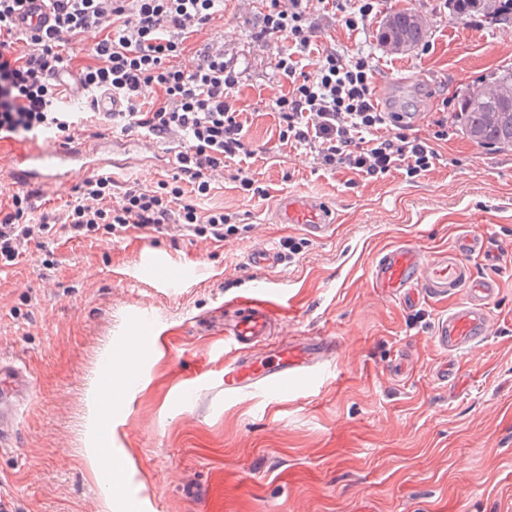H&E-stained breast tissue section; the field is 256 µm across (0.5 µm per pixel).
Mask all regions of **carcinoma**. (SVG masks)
I'll use <instances>...</instances> for the list:
<instances>
[{"mask_svg":"<svg viewBox=\"0 0 512 512\" xmlns=\"http://www.w3.org/2000/svg\"><path fill=\"white\" fill-rule=\"evenodd\" d=\"M457 18L476 11L492 13L503 23L512 21V0H448ZM419 15L409 8L392 16L391 28L381 32L385 39L393 32L405 36L408 47L422 42L425 29ZM512 85V67L504 66L482 81V86L467 90L458 103L455 119L462 134L479 145L490 146L499 152L512 151V97H501L497 88Z\"/></svg>","mask_w":512,"mask_h":512,"instance_id":"1","label":"carcinoma"}]
</instances>
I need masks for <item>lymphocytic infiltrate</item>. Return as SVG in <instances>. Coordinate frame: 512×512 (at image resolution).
I'll use <instances>...</instances> for the list:
<instances>
[{
    "label": "lymphocytic infiltrate",
    "mask_w": 512,
    "mask_h": 512,
    "mask_svg": "<svg viewBox=\"0 0 512 512\" xmlns=\"http://www.w3.org/2000/svg\"><path fill=\"white\" fill-rule=\"evenodd\" d=\"M311 1L262 0L252 33L258 46L275 47L272 63L288 86L271 103L280 140L309 147L324 169L346 168L366 179L429 171L442 158L437 144L448 138L447 112L433 116L432 134L424 137L402 114L382 111L367 56L332 43L311 51ZM23 2L0 0L1 133H50L72 141L84 118L57 107L67 87L90 99L100 91L118 96L125 111L102 113V120L144 129L152 139L178 140L181 149L171 181L154 189L134 184L116 194L110 176L86 178L62 218L37 212L33 193L13 194L0 205V268L15 265L30 244L60 231L80 239L118 237L131 228L184 229L223 241L231 216L199 212L196 200L209 194L226 160L251 153L231 105L242 73L220 41L204 42L191 66L179 59L189 36L223 12L224 0H47L53 22L38 31L17 24ZM91 30L100 34L85 49L93 62L70 73L68 49ZM311 55L316 61L308 70L303 61ZM149 85L160 99L144 112L138 102Z\"/></svg>",
    "instance_id": "1"
}]
</instances>
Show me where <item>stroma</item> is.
I'll return each mask as SVG.
<instances>
[{
	"instance_id": "obj_1",
	"label": "stroma",
	"mask_w": 512,
	"mask_h": 512,
	"mask_svg": "<svg viewBox=\"0 0 512 512\" xmlns=\"http://www.w3.org/2000/svg\"><path fill=\"white\" fill-rule=\"evenodd\" d=\"M403 8L425 17L427 33L392 52L379 34ZM258 21L247 0H224L223 17L186 42L223 41L243 73L233 107L247 119L252 153L229 161L198 202L233 215L235 234H59L0 271V358L23 360L36 382L16 437L0 450V498L14 512H103L108 481L84 457L98 429L94 390L149 314L154 349L131 364L135 382L119 390L109 419L142 512H512V153L478 146L452 120L442 161L416 178L321 168L309 148L278 137L270 103L283 88L270 50L251 39ZM312 22L314 44L371 55L377 98L410 113L423 135L440 106L456 111L468 85L512 66V24L453 18L448 0H380L353 32L322 11ZM54 143L47 133L0 141V200L16 192L7 176L15 155ZM176 152L157 141L110 174L120 186L151 188L171 178ZM239 169L264 196L240 189ZM288 193L336 211L326 238L276 223V200ZM482 226L500 261L471 265L500 279L493 332L460 358L446 387L435 378L442 355L433 333L455 297L407 311L373 288L368 269L388 246L446 249ZM288 239L297 251L283 252L276 269L250 266V249ZM147 251L192 269L194 284L166 290L132 279ZM266 280L279 288L269 297L277 340L333 336L339 354L313 379L225 396L224 325Z\"/></svg>"
}]
</instances>
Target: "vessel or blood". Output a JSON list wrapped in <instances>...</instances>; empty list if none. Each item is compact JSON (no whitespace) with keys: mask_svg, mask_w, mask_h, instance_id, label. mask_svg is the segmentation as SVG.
<instances>
[{"mask_svg":"<svg viewBox=\"0 0 512 512\" xmlns=\"http://www.w3.org/2000/svg\"><path fill=\"white\" fill-rule=\"evenodd\" d=\"M50 166L29 165L18 158L11 178L16 186L31 187L52 180L69 181L78 173L110 165L103 142L58 144L50 150ZM276 216L283 224H301L312 236L327 232L336 214L313 197L289 194L278 199ZM483 233L463 236L451 251L425 252L410 245L387 248L369 270L375 287L381 288L406 307L446 296H458V303L435 324L434 341L447 354L463 355L484 342L491 330V305L496 283L472 274L467 261L492 258ZM139 266L157 288L192 282L189 271L177 268L159 255L144 256ZM275 318L259 296L249 298L224 334L234 351H246V358L224 366V393L234 396L255 389L280 390L290 381L304 377L325 365L336 348L332 336H316L280 346L272 341ZM34 382L26 367L0 360V447L12 441L18 429L20 409L31 395Z\"/></svg>","mask_w":512,"mask_h":512,"instance_id":"obj_1","label":"vessel or blood"}]
</instances>
